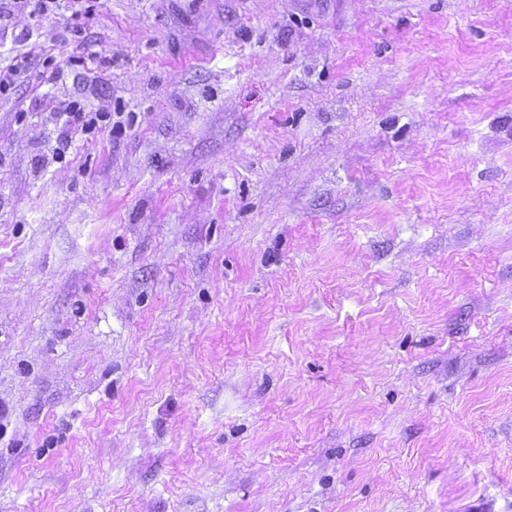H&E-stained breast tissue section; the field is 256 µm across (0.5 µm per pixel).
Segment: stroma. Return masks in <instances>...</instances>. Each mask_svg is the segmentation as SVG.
Segmentation results:
<instances>
[{
    "label": "stroma",
    "mask_w": 512,
    "mask_h": 512,
    "mask_svg": "<svg viewBox=\"0 0 512 512\" xmlns=\"http://www.w3.org/2000/svg\"><path fill=\"white\" fill-rule=\"evenodd\" d=\"M91 3L0 37V512H512V0ZM56 122L60 124L59 142L56 158H62L65 149L72 142V134L81 132L84 135L95 133L99 122L109 118L106 112H83L76 104L68 103L62 112H56Z\"/></svg>",
    "instance_id": "obj_1"
}]
</instances>
